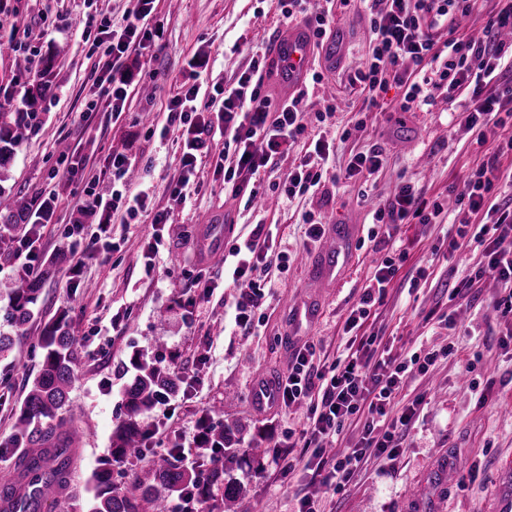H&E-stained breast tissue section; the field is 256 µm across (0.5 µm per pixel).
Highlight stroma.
<instances>
[{
    "label": "stroma",
    "instance_id": "obj_1",
    "mask_svg": "<svg viewBox=\"0 0 512 512\" xmlns=\"http://www.w3.org/2000/svg\"><path fill=\"white\" fill-rule=\"evenodd\" d=\"M129 7L128 0H0L5 20L0 47L6 49L0 54V106L5 111H25V89L35 78L16 71L17 50L30 53L36 64L49 51L58 53L53 91L10 164L0 169V186L27 200L51 199L54 214L40 229V258L69 255L46 281L32 321L15 335L19 357H0V483L17 476L9 443L38 370L40 329L63 312L83 339L69 410L91 423L74 451L76 494H85L89 476L111 454L112 431L125 413L123 393L134 377L130 358L139 353L183 378L168 411L156 408L143 417L145 424L158 426V446L176 437L185 455L196 458V423L209 407L222 406L213 424L242 425L241 448L266 451L261 469L237 471L248 491L234 512H294L296 494L311 477L306 456L292 446L307 411L280 406L259 412L251 397L255 379L287 376L295 351L306 345L314 349L315 365L345 358L352 341L345 321L374 276L376 255L368 238L372 209L403 182L427 198L457 206L470 176L490 153L476 144L444 98L400 112V92L393 89L383 108L366 110L364 91L350 81L366 60L371 38L360 5L335 15L334 35L342 43L336 64L313 62L324 82L309 87L308 102L315 110L334 107L320 129L334 144L323 192L267 205L278 193L277 182L307 153L308 141L300 140L263 173L255 208L225 193L218 180L190 192L186 201L174 199L178 131L158 133L166 128L170 99L199 84L213 93L211 111H220L221 88L250 67L253 55L271 53L287 21L281 0H154L153 17L163 37L153 59L124 61L132 84L116 116L97 102L112 59L84 43L80 30L89 13L104 19L108 29L122 30ZM61 140L70 147L74 173H65L59 159ZM372 148L386 154V168L367 178L342 179L350 154ZM116 155L132 162L149 208L169 210L171 224L159 230L147 216L134 219L122 208L87 218L83 193L90 184L111 183ZM310 210L357 231L337 287L320 295L318 318L295 336L285 303L310 299L311 262L321 250L307 239L301 222ZM228 214L234 222L225 247L249 238L259 223L270 233L272 288L259 320L246 332L234 322L239 289L223 285L221 268L200 259V227L223 223ZM103 223L112 226V249L75 254L76 239L90 238ZM157 233L163 236L159 252L145 263L144 246ZM455 236V225L448 223L398 229L397 244L407 259L359 333L381 337L402 357L436 351L440 358L428 375L408 376L396 399L401 408L418 406L401 454L392 461L370 458L344 487L322 494V512H495L498 494L512 491V476L504 474L512 467V347L498 343L512 328V315L495 309L502 295L499 283L475 276L484 260L482 246L467 241L450 251ZM77 260L82 272L74 278L69 265ZM199 275L218 280V287L207 292L192 287ZM466 279L472 282L466 293L449 299V288ZM444 314L454 318L455 327L441 322ZM450 347L454 355L445 356ZM451 460L461 469L450 484L439 470ZM287 462L293 466L288 474Z\"/></svg>",
    "mask_w": 512,
    "mask_h": 512
}]
</instances>
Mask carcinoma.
I'll return each mask as SVG.
<instances>
[{"label":"carcinoma","mask_w":512,"mask_h":512,"mask_svg":"<svg viewBox=\"0 0 512 512\" xmlns=\"http://www.w3.org/2000/svg\"><path fill=\"white\" fill-rule=\"evenodd\" d=\"M55 59L54 53L44 56L37 79L27 87L29 112H0V168L10 162L24 139L28 114L35 113L39 102L52 91ZM51 217L48 199L38 203L0 194V228L13 236L23 235L28 225L47 223ZM64 260L65 255H57L35 277L23 272L0 282V291H6L10 299L11 327L21 329L33 318L52 267ZM38 348L40 367L30 383L12 437L23 445L18 469L28 481L22 486L0 484V502L17 504L16 512H41L32 506L37 497H42L45 504L52 503L71 487L72 449L81 447L85 432L84 423L74 422L66 413L79 361L77 334L66 315L59 314L45 322ZM131 367L135 376L124 391L126 412L112 431V462L148 452L144 445L150 432L141 418L161 397L174 393L180 382L179 377L141 355L132 358ZM218 412L220 408L213 406L203 417L200 448L212 451V455L201 454V468L181 466L172 453L154 455L136 473L135 492L129 494L112 482V465L107 462L91 476L89 496L73 498L72 512H158L162 494L181 489L195 491L207 506L215 488L223 490V508L231 509L247 493V485L230 475L233 466L241 461L236 445L242 428L237 424H212L210 414Z\"/></svg>","instance_id":"carcinoma-1"}]
</instances>
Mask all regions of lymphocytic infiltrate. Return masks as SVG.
<instances>
[{"label": "lymphocytic infiltrate", "mask_w": 512, "mask_h": 512, "mask_svg": "<svg viewBox=\"0 0 512 512\" xmlns=\"http://www.w3.org/2000/svg\"><path fill=\"white\" fill-rule=\"evenodd\" d=\"M366 8L372 39L366 64L353 80L366 91L368 105L379 106L392 88L401 92L397 108L402 112L445 97L451 109L464 114L465 127L475 133L477 144L491 145L492 154L470 177L466 205L458 211L446 213L441 202L423 198L407 183L400 184L393 198L375 209L374 227L368 236L387 253L376 267L375 288L367 289L352 309L345 330L351 333L363 325L376 303V293L389 287L406 259L405 251L387 249L378 225L391 231L403 224H435L444 214L458 226V239L451 242V249H458V241L464 237L483 246V273L506 291L496 308L502 314H512V197L502 200L495 193L499 159L512 152V136L505 133L502 119L503 114L512 112V82L502 78L503 70L512 68V56L506 55L495 37L512 31V0L489 18L482 40L458 34L454 26L455 21L470 15L473 0H367ZM282 14L305 24L315 46H323L332 32V11L322 6L321 0H282ZM442 27L447 28L448 38L440 46L432 32ZM158 36L159 29L152 24V0H133L129 23L123 32L113 35L108 52L119 60L142 52ZM262 62V56H253L249 69L225 84L224 106L217 117L209 116L206 92L200 86L171 99L167 121L178 126L182 143L181 173L171 188L172 195L181 196L190 183L199 189L205 186L203 159L210 141L220 139L224 147L215 172L222 176L225 191L253 202L261 171L330 118L332 107L310 111L301 95L273 101L260 75ZM329 155V144L316 140L313 151L289 172L281 188L283 197L317 193L325 184ZM479 211L486 213L487 223L470 222V214ZM262 236V228H255L249 239L229 251L232 262L226 273L241 290L235 323L244 330L260 310L267 285L268 246ZM376 342L373 336L361 338L353 353L324 368L315 367L310 347H302L295 353L288 376L278 385L281 405L305 403L310 411L302 441L313 451L312 479L307 491L296 498L297 512H319L320 490L344 486L368 455L392 460L403 446L416 408L409 405L394 413L395 400L407 374H427L438 355L378 358L374 355ZM350 423L361 425L359 440L344 453H331L326 441L340 437Z\"/></svg>", "instance_id": "f902f5d3"}]
</instances>
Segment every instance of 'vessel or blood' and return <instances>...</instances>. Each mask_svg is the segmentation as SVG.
<instances>
[{
  "mask_svg": "<svg viewBox=\"0 0 512 512\" xmlns=\"http://www.w3.org/2000/svg\"><path fill=\"white\" fill-rule=\"evenodd\" d=\"M280 89L284 95L301 88L313 60V44L301 25L289 26L277 39L272 51ZM203 256L206 261L217 264L224 258V237L210 229H203ZM344 232H332L327 246L320 255V264L314 285L332 288L337 282L338 258L344 250ZM253 401L262 411H268L277 403L276 386L265 378L257 379L252 388Z\"/></svg>",
  "mask_w": 512,
  "mask_h": 512,
  "instance_id": "1",
  "label": "vessel or blood"
}]
</instances>
